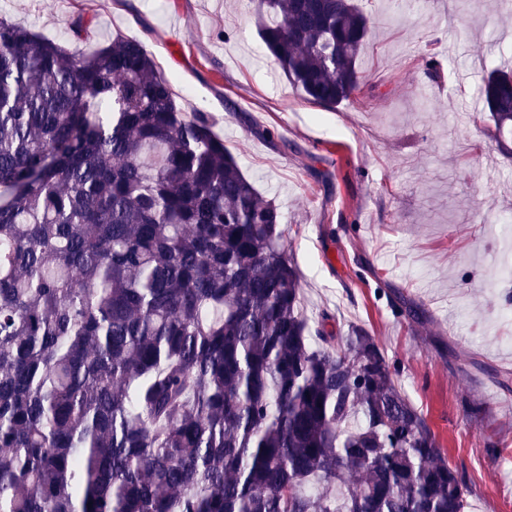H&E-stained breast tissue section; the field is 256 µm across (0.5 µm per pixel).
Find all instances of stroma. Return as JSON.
Masks as SVG:
<instances>
[{
    "label": "stroma",
    "instance_id": "35a3bbf8",
    "mask_svg": "<svg viewBox=\"0 0 512 512\" xmlns=\"http://www.w3.org/2000/svg\"><path fill=\"white\" fill-rule=\"evenodd\" d=\"M253 0H0V15L82 51L142 42L181 98L207 113L243 173L274 198L310 322L365 329L449 466L469 512H512V157L489 145L484 76L512 58L501 0H373L361 93L304 99L268 57ZM436 54L440 80L424 55ZM425 312L396 315V296Z\"/></svg>",
    "mask_w": 512,
    "mask_h": 512
}]
</instances>
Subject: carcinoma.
<instances>
[{
  "label": "carcinoma",
  "mask_w": 512,
  "mask_h": 512,
  "mask_svg": "<svg viewBox=\"0 0 512 512\" xmlns=\"http://www.w3.org/2000/svg\"><path fill=\"white\" fill-rule=\"evenodd\" d=\"M255 17L311 103L365 85L358 0ZM481 94L512 155V69ZM281 220L141 42L0 17V512H466L372 336L310 333Z\"/></svg>",
  "instance_id": "carcinoma-1"
}]
</instances>
